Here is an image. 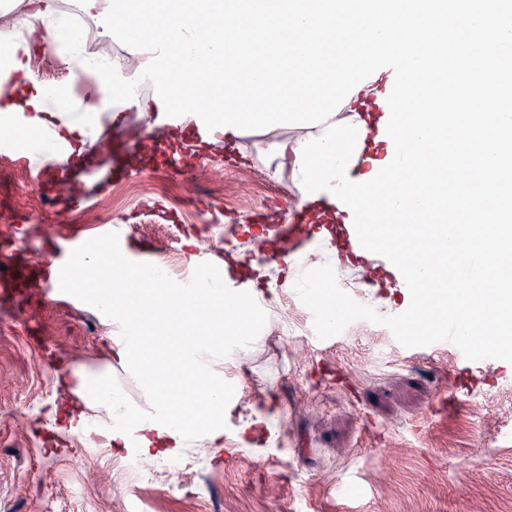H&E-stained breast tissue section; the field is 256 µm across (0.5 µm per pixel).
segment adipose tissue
<instances>
[{
    "mask_svg": "<svg viewBox=\"0 0 512 512\" xmlns=\"http://www.w3.org/2000/svg\"><path fill=\"white\" fill-rule=\"evenodd\" d=\"M55 13L54 0H35L31 12L0 31V117L11 120L19 144L45 165L55 162L58 142L76 154L89 142L55 109L39 111L32 104L37 89L27 71L33 52L48 38H69ZM387 80L380 74L339 113L343 119L360 116L367 130L350 178H361L387 155V142L378 138L380 118L371 112ZM164 268L159 259L131 264L126 252L92 241L73 267L51 269L61 288L99 309L111 325L112 360L141 383L149 407L131 405L106 374L71 370L75 392L86 404L107 410L110 424L99 433L104 446L135 449L147 461L181 457L200 439L219 441L235 398L224 383V362L259 341L267 309L277 300L270 288H240L232 279L204 275L187 281ZM192 321L203 329L191 336Z\"/></svg>",
    "mask_w": 512,
    "mask_h": 512,
    "instance_id": "obj_1",
    "label": "adipose tissue"
}]
</instances>
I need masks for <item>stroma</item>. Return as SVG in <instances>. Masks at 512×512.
I'll return each instance as SVG.
<instances>
[{"instance_id":"obj_1","label":"stroma","mask_w":512,"mask_h":512,"mask_svg":"<svg viewBox=\"0 0 512 512\" xmlns=\"http://www.w3.org/2000/svg\"><path fill=\"white\" fill-rule=\"evenodd\" d=\"M134 124L165 137L152 112L102 123L94 138L110 140L113 153L90 151L75 183L110 201L128 247L150 242L177 277L241 252L264 265L255 285L277 289L279 303L261 340L224 364L237 403L224 419L222 454L201 442L185 453L180 471L143 463L131 488L124 456L62 437L54 415L64 407L66 368L103 367L110 330L90 305L40 284L32 307L0 314V512H512V439L501 435L512 429L503 400L512 393V363L483 359L465 370L452 352L404 347L388 327L366 320L319 338L286 267L268 262L248 237L249 226L302 218L292 208L299 193L289 164L276 153L288 131L245 136L230 153L184 140L190 157L175 173L136 148ZM126 157L136 160L130 174L95 190L90 173ZM214 164L222 197L211 199L203 188L167 191ZM49 179L32 161L24 181L0 176V203L20 206L31 245L47 248L49 230L82 244L100 239L99 225H59L37 207L34 196ZM336 276L358 303L380 296L389 315L406 309L387 287H373L368 269L342 267ZM383 343L392 352L385 362L377 359ZM267 404L279 410L273 431L244 438L243 423ZM345 480L355 490L342 501L336 486Z\"/></svg>"}]
</instances>
